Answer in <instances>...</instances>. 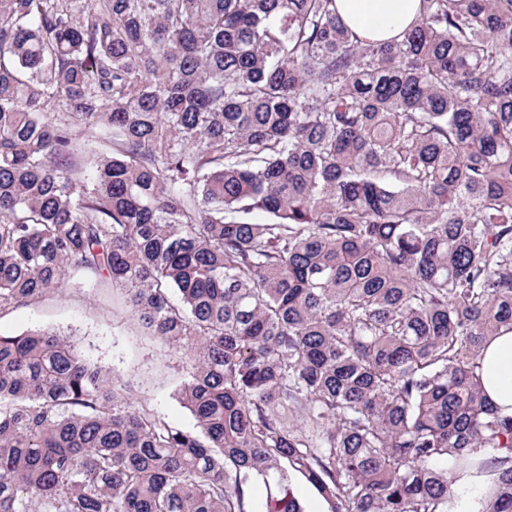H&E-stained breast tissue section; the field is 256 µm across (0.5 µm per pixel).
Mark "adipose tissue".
<instances>
[{"label":"adipose tissue","mask_w":512,"mask_h":512,"mask_svg":"<svg viewBox=\"0 0 512 512\" xmlns=\"http://www.w3.org/2000/svg\"><path fill=\"white\" fill-rule=\"evenodd\" d=\"M343 21L356 33L397 38L417 19L420 0H337ZM487 398L512 413V332L494 337L482 352Z\"/></svg>","instance_id":"obj_1"}]
</instances>
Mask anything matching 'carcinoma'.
I'll return each instance as SVG.
<instances>
[{"instance_id":"1","label":"carcinoma","mask_w":512,"mask_h":512,"mask_svg":"<svg viewBox=\"0 0 512 512\" xmlns=\"http://www.w3.org/2000/svg\"><path fill=\"white\" fill-rule=\"evenodd\" d=\"M72 272L183 352L195 426L0 333V512H307L294 474L325 512H452L468 472L512 512L481 378L512 331V0H421L390 41L336 0H0V313Z\"/></svg>"}]
</instances>
